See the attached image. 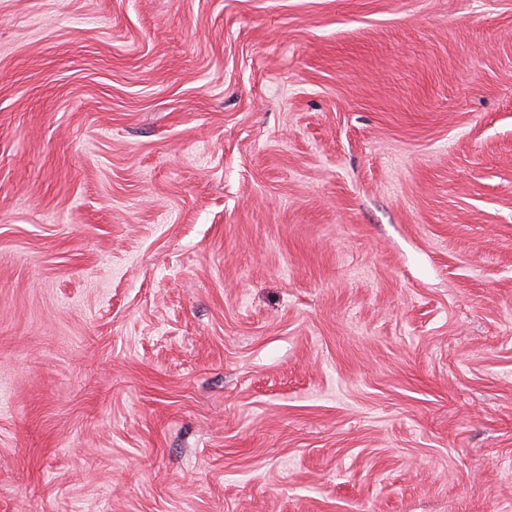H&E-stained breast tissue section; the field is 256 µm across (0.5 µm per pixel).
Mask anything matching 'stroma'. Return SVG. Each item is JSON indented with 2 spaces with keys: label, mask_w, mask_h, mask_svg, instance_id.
I'll list each match as a JSON object with an SVG mask.
<instances>
[{
  "label": "stroma",
  "mask_w": 512,
  "mask_h": 512,
  "mask_svg": "<svg viewBox=\"0 0 512 512\" xmlns=\"http://www.w3.org/2000/svg\"><path fill=\"white\" fill-rule=\"evenodd\" d=\"M512 506V0H0V512Z\"/></svg>",
  "instance_id": "1"
}]
</instances>
